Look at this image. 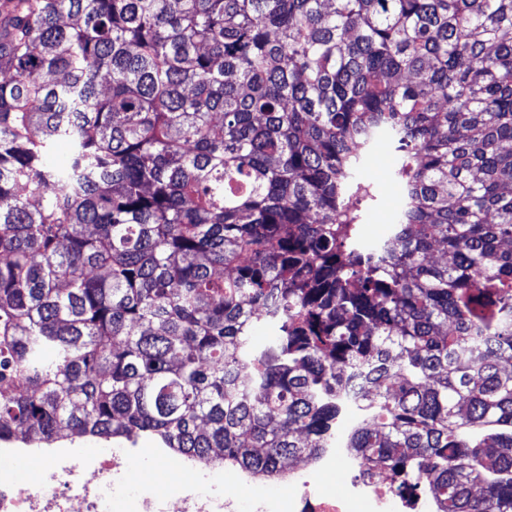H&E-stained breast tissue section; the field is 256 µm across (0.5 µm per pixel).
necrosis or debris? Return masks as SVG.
<instances>
[{"label":"necrosis or debris","mask_w":512,"mask_h":512,"mask_svg":"<svg viewBox=\"0 0 512 512\" xmlns=\"http://www.w3.org/2000/svg\"><path fill=\"white\" fill-rule=\"evenodd\" d=\"M133 448L119 445L101 456L85 457L82 449L57 444L33 448L22 440H0V455H34L46 465L37 482L24 484L7 469H0V512H109L121 487V476ZM149 457L178 476V485L165 495L151 488L127 495L124 512H240L239 491L253 483L251 475L237 471L234 488L216 495L198 482V464L171 455L167 449H148ZM350 477L334 490L324 481L335 469ZM291 490L277 500L254 501L252 512H439L437 500L420 499L385 491L388 481L381 469H367L363 459L343 443L322 449L304 465L289 468Z\"/></svg>","instance_id":"obj_1"}]
</instances>
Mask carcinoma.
<instances>
[{"mask_svg": "<svg viewBox=\"0 0 512 512\" xmlns=\"http://www.w3.org/2000/svg\"><path fill=\"white\" fill-rule=\"evenodd\" d=\"M510 360L512 0H0V439L274 477L366 372L346 447L512 512ZM394 152L392 147L383 142L365 153L356 172V177L373 186V198L369 201L364 219L369 212H377L378 224L365 221L359 233L362 238L373 242L382 238L389 229L393 216L399 206V191L393 177Z\"/></svg>", "mask_w": 512, "mask_h": 512, "instance_id": "carcinoma-1", "label": "carcinoma"}]
</instances>
